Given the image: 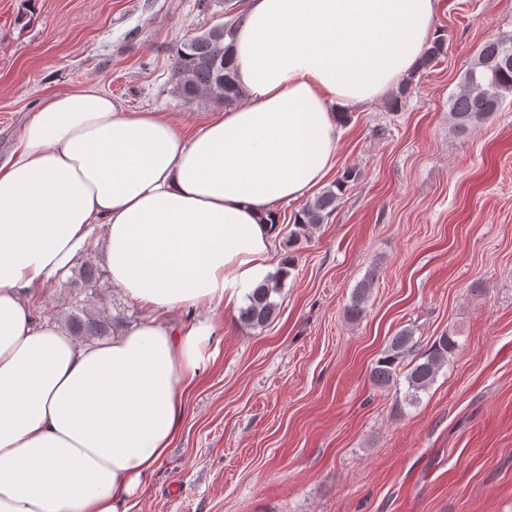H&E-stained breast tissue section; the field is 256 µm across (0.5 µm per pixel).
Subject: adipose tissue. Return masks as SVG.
<instances>
[{
	"mask_svg": "<svg viewBox=\"0 0 512 512\" xmlns=\"http://www.w3.org/2000/svg\"><path fill=\"white\" fill-rule=\"evenodd\" d=\"M437 5L249 0L240 102L189 134L93 83L44 97L0 162V512H128L181 427L214 304L273 273L279 205L333 171L342 113L416 67ZM98 224L107 276L143 315L80 341L32 301Z\"/></svg>",
	"mask_w": 512,
	"mask_h": 512,
	"instance_id": "ef3b65f1",
	"label": "adipose tissue"
}]
</instances>
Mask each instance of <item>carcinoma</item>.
Returning a JSON list of instances; mask_svg holds the SVG:
<instances>
[{"label":"carcinoma","mask_w":512,"mask_h":512,"mask_svg":"<svg viewBox=\"0 0 512 512\" xmlns=\"http://www.w3.org/2000/svg\"><path fill=\"white\" fill-rule=\"evenodd\" d=\"M235 28V22L229 21L223 24V31L219 33L205 29L172 49L175 90L181 98L194 101L209 96L226 106L238 100L231 58ZM447 43L448 35L436 32L427 43L416 71L426 70L437 63L446 53ZM505 57L512 58V34L499 35L482 44L464 74L460 91L449 100V112L456 127L466 130L488 119L499 111L505 95L512 93V63L502 62ZM357 179V171L344 170L331 187L294 213L292 229L288 232V269L276 272L249 295V305L242 312L246 324L263 327L275 318L278 308L275 296L280 294L284 281L295 269L299 245L316 226L328 220L336 203ZM374 280L375 275L371 274L354 289L346 306L349 319L356 320L363 315ZM71 330L78 336H107L112 330V321L81 308L71 317ZM413 338L414 331L407 327L391 337L371 369L374 386L386 391L394 385L405 355L413 347ZM458 347L457 341L448 334L435 339L406 373L407 389L402 402L408 406L417 405L421 393L429 390Z\"/></svg>","instance_id":"1"}]
</instances>
